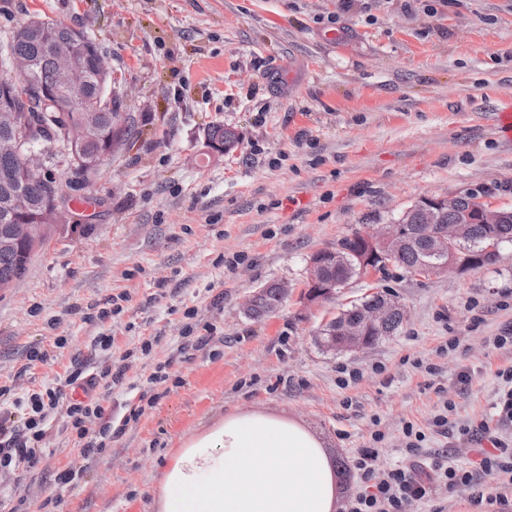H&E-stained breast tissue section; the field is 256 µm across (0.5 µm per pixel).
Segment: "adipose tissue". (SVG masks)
Segmentation results:
<instances>
[{
  "mask_svg": "<svg viewBox=\"0 0 512 512\" xmlns=\"http://www.w3.org/2000/svg\"><path fill=\"white\" fill-rule=\"evenodd\" d=\"M339 485L303 424L231 412L190 440L158 494L160 512H336Z\"/></svg>",
  "mask_w": 512,
  "mask_h": 512,
  "instance_id": "obj_1",
  "label": "adipose tissue"
}]
</instances>
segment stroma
<instances>
[{"instance_id":"obj_1","label":"stroma","mask_w":512,"mask_h":512,"mask_svg":"<svg viewBox=\"0 0 512 512\" xmlns=\"http://www.w3.org/2000/svg\"><path fill=\"white\" fill-rule=\"evenodd\" d=\"M34 16L97 43L134 137L95 174L53 168L59 226L22 282L0 289V386L28 387L18 371L36 348L55 351L40 380L154 335L150 355L104 403L145 390L158 399L91 462L68 434L51 433L18 489L22 512H159V481L184 443L230 412L305 425L345 501L360 486L353 453L373 433L384 436L385 463L402 461L409 422L425 433L426 453L463 461L464 442L431 428L444 402L456 425L486 421L512 441V422L492 409L512 347L489 344L512 327L511 244L478 270L422 278L395 269L328 301L305 295L312 254L420 199L483 186L490 207L512 206V141L496 131L497 112L512 106V0H0V40ZM218 124L241 135L223 155L206 146ZM273 281L288 282L287 301L249 317L247 298ZM377 291L402 305L401 331L325 352L321 326ZM117 296L120 313L85 321ZM190 309L212 342L150 382ZM102 334L111 351L95 348ZM344 368L358 374L346 386ZM67 468L82 476L57 488Z\"/></svg>"}]
</instances>
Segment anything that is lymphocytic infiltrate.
Segmentation results:
<instances>
[{
  "instance_id": "lymphocytic-infiltrate-1",
  "label": "lymphocytic infiltrate",
  "mask_w": 512,
  "mask_h": 512,
  "mask_svg": "<svg viewBox=\"0 0 512 512\" xmlns=\"http://www.w3.org/2000/svg\"><path fill=\"white\" fill-rule=\"evenodd\" d=\"M151 349V342H143L139 350L126 351L118 361L92 374L83 365H74L64 378L43 381L19 396L1 386L0 480L36 467L46 437L57 427L69 432L85 459L104 454L123 429L115 425L101 392L123 386L137 355L149 354ZM67 387L81 390V397L64 398ZM403 434L406 460L401 464L381 465L382 434L373 435L372 446L356 449L352 465L361 489L350 500L348 512H406L413 502L433 503L432 512H442L435 501L441 489L448 487L466 491L472 505L488 512H512V447L494 436L487 424L469 430L477 450L464 467L425 458L424 436L413 424H406Z\"/></svg>"
}]
</instances>
